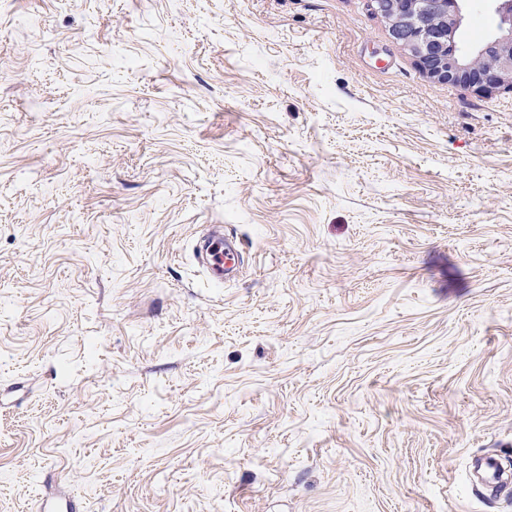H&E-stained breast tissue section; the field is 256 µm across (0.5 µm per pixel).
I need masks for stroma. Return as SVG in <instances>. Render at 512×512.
<instances>
[{
  "instance_id": "35a3bbf8",
  "label": "stroma",
  "mask_w": 512,
  "mask_h": 512,
  "mask_svg": "<svg viewBox=\"0 0 512 512\" xmlns=\"http://www.w3.org/2000/svg\"><path fill=\"white\" fill-rule=\"evenodd\" d=\"M72 497L512 512V90L367 0H0V512ZM220 250L222 257H216L217 251ZM199 263L205 267L211 279L221 284L224 280V272L231 271L239 260V253L229 238H225L223 232L215 230L209 233L205 238L203 246L199 250Z\"/></svg>"
}]
</instances>
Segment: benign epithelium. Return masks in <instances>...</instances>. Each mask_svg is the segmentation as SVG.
I'll list each match as a JSON object with an SVG mask.
<instances>
[{"instance_id": "1", "label": "benign epithelium", "mask_w": 512, "mask_h": 512, "mask_svg": "<svg viewBox=\"0 0 512 512\" xmlns=\"http://www.w3.org/2000/svg\"><path fill=\"white\" fill-rule=\"evenodd\" d=\"M468 0H368L394 43L408 49L433 80L486 89H512V0H491L507 34L461 52L455 32Z\"/></svg>"}]
</instances>
